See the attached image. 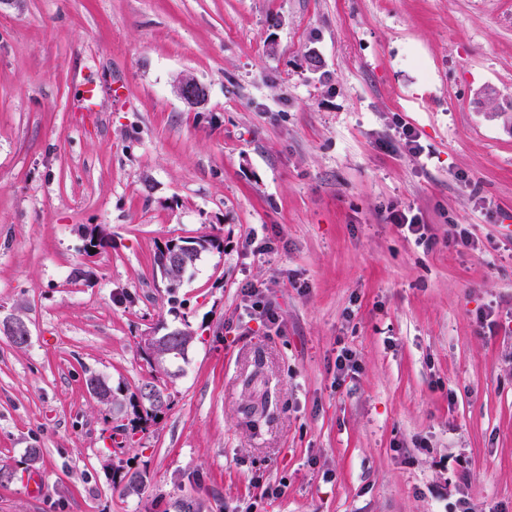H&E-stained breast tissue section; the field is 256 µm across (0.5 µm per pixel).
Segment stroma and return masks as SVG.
<instances>
[{
    "label": "stroma",
    "mask_w": 512,
    "mask_h": 512,
    "mask_svg": "<svg viewBox=\"0 0 512 512\" xmlns=\"http://www.w3.org/2000/svg\"><path fill=\"white\" fill-rule=\"evenodd\" d=\"M202 236L168 293L158 246ZM11 316L0 512H512V0H8ZM175 328L170 409L112 434L88 375L129 399ZM175 91L184 102L196 106L203 104L208 96L207 88L191 76L182 77ZM244 294L247 298H249L250 305L248 308L251 310V313L259 316L265 321L276 324L278 321V313L274 306L265 301L262 291L259 288L250 287L243 288ZM156 339L159 343H162L164 345H170L169 347L172 350H175V353L173 351H168L167 347H160L162 352L161 354L165 356L166 354H172L173 357L177 355H182L187 350L188 344L190 340L192 339V336L190 332L187 330H181V329H173L168 332H166L162 336H156Z\"/></svg>",
    "instance_id": "obj_1"
}]
</instances>
